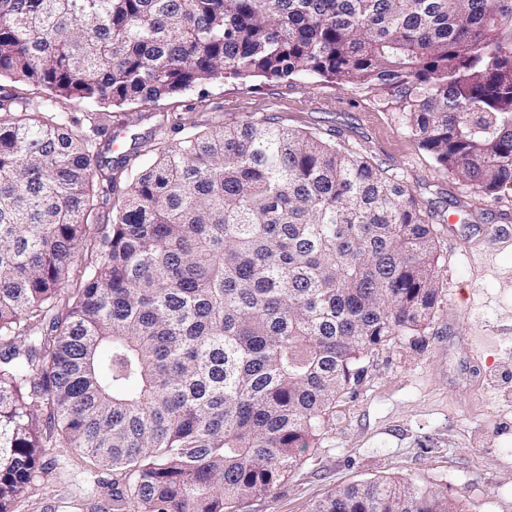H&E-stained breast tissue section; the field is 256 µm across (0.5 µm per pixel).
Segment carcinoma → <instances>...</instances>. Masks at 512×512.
I'll use <instances>...</instances> for the list:
<instances>
[{"label": "carcinoma", "instance_id": "carcinoma-1", "mask_svg": "<svg viewBox=\"0 0 512 512\" xmlns=\"http://www.w3.org/2000/svg\"><path fill=\"white\" fill-rule=\"evenodd\" d=\"M334 80L481 197L512 189V0H0V512L39 449L120 469L140 512H234L313 448L366 360L442 300L433 225L346 148L245 121L175 143L92 233L99 127L56 109L207 81ZM97 259L70 296L72 260ZM312 512H463L364 480Z\"/></svg>", "mask_w": 512, "mask_h": 512}]
</instances>
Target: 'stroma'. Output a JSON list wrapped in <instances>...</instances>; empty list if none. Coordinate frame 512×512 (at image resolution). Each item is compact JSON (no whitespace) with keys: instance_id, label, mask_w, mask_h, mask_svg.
Returning <instances> with one entry per match:
<instances>
[{"instance_id":"35a3bbf8","label":"stroma","mask_w":512,"mask_h":512,"mask_svg":"<svg viewBox=\"0 0 512 512\" xmlns=\"http://www.w3.org/2000/svg\"><path fill=\"white\" fill-rule=\"evenodd\" d=\"M80 123L97 115L124 179L149 161L138 144L173 143L247 118L336 142L402 183L436 231L442 301L426 335L400 337L370 357L362 383L337 400L317 447L268 495L236 512H311L336 487L387 477L432 485L464 512H512V190L479 198L414 139L401 115L332 80L221 79L157 103L123 108L60 101ZM41 472L14 512H109L112 471L77 448L42 449Z\"/></svg>"}]
</instances>
